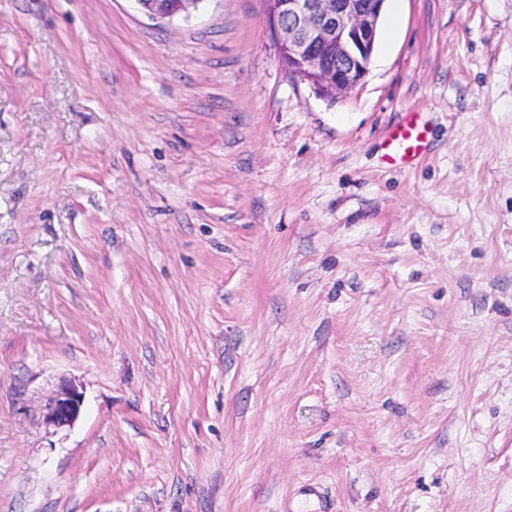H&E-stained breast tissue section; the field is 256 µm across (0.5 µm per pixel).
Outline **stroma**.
<instances>
[{
    "mask_svg": "<svg viewBox=\"0 0 512 512\" xmlns=\"http://www.w3.org/2000/svg\"><path fill=\"white\" fill-rule=\"evenodd\" d=\"M418 113L427 153L384 161ZM84 409L57 430V386ZM512 512V0H0V512ZM152 19H170L185 12L197 0H136ZM281 67L334 98L369 72L386 0H265Z\"/></svg>",
    "mask_w": 512,
    "mask_h": 512,
    "instance_id": "obj_1",
    "label": "stroma"
}]
</instances>
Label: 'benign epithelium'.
<instances>
[{
  "mask_svg": "<svg viewBox=\"0 0 512 512\" xmlns=\"http://www.w3.org/2000/svg\"><path fill=\"white\" fill-rule=\"evenodd\" d=\"M197 0H138L152 19H170ZM281 67L317 94L334 98L369 72L386 0H265ZM84 396L60 385L46 421L58 428L79 418Z\"/></svg>",
  "mask_w": 512,
  "mask_h": 512,
  "instance_id": "obj_1",
  "label": "benign epithelium"
}]
</instances>
